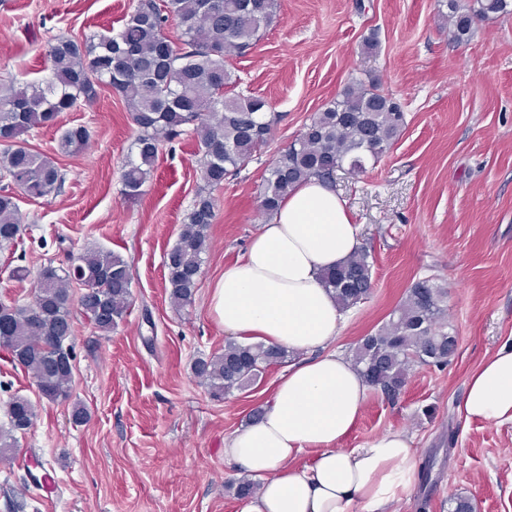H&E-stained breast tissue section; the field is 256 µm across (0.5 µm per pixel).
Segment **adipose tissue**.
Here are the masks:
<instances>
[{
	"label": "adipose tissue",
	"mask_w": 512,
	"mask_h": 512,
	"mask_svg": "<svg viewBox=\"0 0 512 512\" xmlns=\"http://www.w3.org/2000/svg\"><path fill=\"white\" fill-rule=\"evenodd\" d=\"M363 245L361 229L334 189L312 178L296 186L225 267L210 312L226 333L279 346L298 361L275 386L262 417L234 431L224 459L260 484L246 512H390L415 479L409 437L390 431L362 448H342L370 387L331 346L343 315L322 275ZM465 418L512 421V346L468 376ZM313 452L310 465L299 456Z\"/></svg>",
	"instance_id": "ef3b65f1"
}]
</instances>
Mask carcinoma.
I'll return each instance as SVG.
<instances>
[{"label": "carcinoma", "instance_id": "cac0c4a2", "mask_svg": "<svg viewBox=\"0 0 512 512\" xmlns=\"http://www.w3.org/2000/svg\"><path fill=\"white\" fill-rule=\"evenodd\" d=\"M450 34L459 43L471 36L477 18L512 11V0H476L467 8L446 0ZM278 0H138L116 33L59 36L44 53L46 76L38 81L14 79L0 89V249L13 245L27 221L16 193L45 198L61 192L66 172L32 150L30 134L59 124L60 116L78 101L92 102L108 88L120 95L136 127L121 181L122 194L138 200L151 179L159 146L188 127L202 154L206 185L215 189L252 161L268 143L276 117L267 102L235 92L240 77L226 58L244 55L277 16ZM171 19L180 35L167 38ZM407 124L403 106L375 84L353 76L343 93L329 101L267 169L258 190V210L271 215L298 184L311 177L335 182L344 168L353 173L376 164L400 139ZM89 130H62L55 151L73 155L85 149ZM215 200L200 191L181 224L178 242L167 253L169 297L177 307L190 304L207 249ZM42 274L53 281L35 308L0 302V347L34 379L41 398L50 403L70 398L73 365L60 354L72 351L73 309L79 308L105 334L121 322L132 297L128 262L111 251L90 249L67 266L50 264ZM372 246L363 245L333 270L324 286L343 310L368 299L373 287ZM85 288L65 298L66 283ZM448 288L431 277L414 282L389 319L364 336L352 362L367 383L387 396L399 394L416 367H442L455 356L457 337L448 331L445 299ZM282 347L244 344L234 339L224 351L198 358L194 375L211 399L250 387L267 369L290 360ZM9 427L0 432V460L15 452V434L26 431L37 416L34 403L13 397L7 408Z\"/></svg>", "mask_w": 512, "mask_h": 512}]
</instances>
